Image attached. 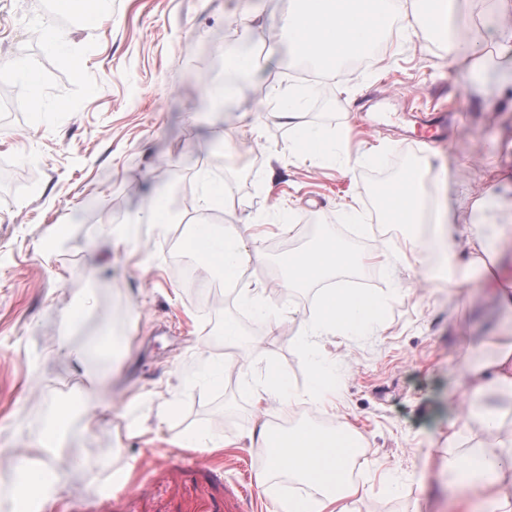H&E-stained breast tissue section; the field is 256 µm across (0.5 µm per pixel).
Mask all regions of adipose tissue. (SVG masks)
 Returning <instances> with one entry per match:
<instances>
[{
	"label": "adipose tissue",
	"mask_w": 512,
	"mask_h": 512,
	"mask_svg": "<svg viewBox=\"0 0 512 512\" xmlns=\"http://www.w3.org/2000/svg\"><path fill=\"white\" fill-rule=\"evenodd\" d=\"M398 3L399 0H299L298 8L284 18L282 27L301 52L330 69L336 61L365 50L380 34H390L398 45L408 42L416 36L423 16H430L437 30H446L448 0H412L411 19L399 28L392 23ZM493 3L503 18L496 32L495 51H488L484 38L472 29L464 35L471 45L468 53L456 54L454 43L445 45L451 53V65L465 68L475 78L497 67L501 51L512 50V0ZM284 117L297 133L287 147L290 155L316 159L331 149L328 134L310 127L295 104L286 105ZM381 207L391 223H419L427 204L418 173L409 172L396 181ZM511 239L512 228L502 224H484L475 229L449 226L447 238L439 242L446 264L430 271L432 279L452 288L460 286L472 273H479L501 319L496 336L486 342L488 355L463 360L458 368V381L448 397L462 400L465 408L450 425L443 445L449 475L465 479L467 490L475 494L483 512H512V429L504 426V410L493 401L497 395L512 397V289L501 284L507 274L501 264L503 246ZM186 250L205 271L221 273L245 304L256 301L259 282L243 276L252 255L237 225L198 221L190 229ZM428 251L429 243L424 237L410 234L400 243L386 241L375 253L360 255L351 252L325 224L314 244L289 254L283 277L288 287L295 288L366 263L389 271L412 270L424 265ZM385 304V298L370 292L324 289L304 331L305 346L311 353L310 381L304 393L307 400L320 406L331 402V366L317 358V351L337 338L373 333L381 325ZM105 385V377L86 376L82 401L54 411L42 439L43 448L56 447L75 410L84 411L85 430L98 427L102 415L88 409L85 400L102 392ZM249 440L266 461L264 480L285 477L316 491L310 507L294 501L288 512H350V500L361 492L351 472L355 466H367L368 461L362 456L358 437L346 425L331 432L313 424L278 432L261 419L251 429ZM66 491L64 482L47 481L41 470L32 469L23 476L17 496L40 510Z\"/></svg>",
	"instance_id": "adipose-tissue-1"
}]
</instances>
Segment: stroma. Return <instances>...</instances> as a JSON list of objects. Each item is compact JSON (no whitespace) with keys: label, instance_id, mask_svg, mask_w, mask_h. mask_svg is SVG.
<instances>
[{"label":"stroma","instance_id":"obj_1","mask_svg":"<svg viewBox=\"0 0 512 512\" xmlns=\"http://www.w3.org/2000/svg\"><path fill=\"white\" fill-rule=\"evenodd\" d=\"M250 4L258 22L241 41L231 28L242 0H112L108 20L96 27L77 13L58 19L50 0H0V60H35L41 95L33 103L0 72L12 94L9 111H0V172L13 177L0 183V512L14 510L26 450L40 447L54 410L73 403L85 373L95 371L110 375L95 403L113 415L91 434L75 416L58 442L71 490L46 512H282L297 496L312 498V489L285 478L259 485L265 460L245 441L259 413L252 386L230 372L219 386L202 377L206 358L244 355L257 372L285 374L292 392L307 387L303 321L320 290L283 287L272 257L308 245L323 224L358 252L400 239L408 225L380 224L370 188L412 156L428 168L424 195L445 223L512 225V179L493 184L482 176L494 153L512 170V52L488 76L482 97L465 74L449 70L436 44L417 39L378 50L376 64L343 67L339 85L321 92L299 75L300 54L281 30L298 0ZM50 22L66 37L62 48L34 37ZM229 50L257 66L217 107L206 84L223 80ZM275 86L302 87L311 127L341 136L350 154L372 150L377 159L349 171L332 155L280 166L274 152L294 131L270 93ZM453 98L459 125L451 137L426 144L398 137L405 105L440 110ZM242 114L261 131L257 150L230 133ZM218 166L228 190L226 223L294 227L256 243L265 262L244 275L264 283L258 313L234 291L219 311L201 303L173 266L168 225H140L136 252L115 254L106 243L107 225L146 212L170 185L197 198L198 170ZM464 189L493 198L495 208L460 213ZM353 198L359 215L350 219L343 204ZM57 224L69 234L54 244ZM360 275L365 288L386 297L381 331L336 347L332 406L283 404L274 417L292 427L344 423L361 434L365 457L391 481L380 485L359 469L354 480L365 494L355 512H457L468 496L441 466L440 432L459 411L448 401L454 367L492 333L493 305L477 278L451 289L416 272L395 294L382 267ZM86 295L91 306L69 340L88 354L70 364L55 352L58 315ZM228 320L241 329L242 345L212 343ZM105 333L127 349L120 371L111 355L92 348ZM135 396L142 405L132 404ZM171 396L179 405L173 419L128 434L145 407ZM191 430L224 438L226 449L174 447L175 435ZM418 461L426 472L421 487L412 479Z\"/></svg>","mask_w":512,"mask_h":512}]
</instances>
